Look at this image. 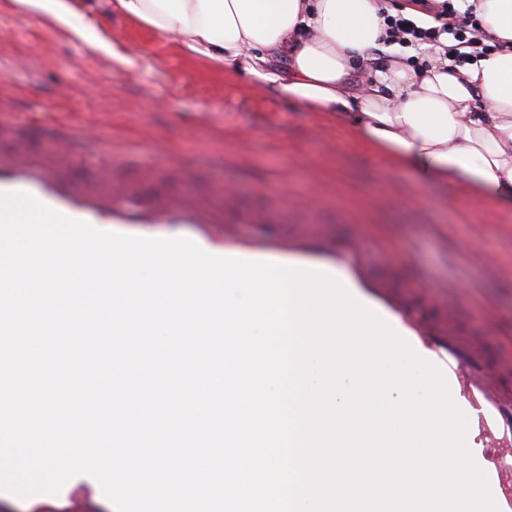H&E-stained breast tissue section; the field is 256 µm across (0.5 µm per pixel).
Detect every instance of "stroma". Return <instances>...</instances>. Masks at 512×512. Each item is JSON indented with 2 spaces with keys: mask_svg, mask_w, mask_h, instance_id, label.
<instances>
[{
  "mask_svg": "<svg viewBox=\"0 0 512 512\" xmlns=\"http://www.w3.org/2000/svg\"><path fill=\"white\" fill-rule=\"evenodd\" d=\"M85 26L115 55L74 35ZM0 103L22 123L55 119L102 141L150 145L152 159L172 165L167 182L149 186L152 194L178 188L192 158L212 156L221 164L208 182L237 185L242 206L314 198L299 223L306 231L327 224L338 241L362 242L379 275L453 285L466 331L476 335L494 323V342L512 347V215L464 202L454 188L387 172L336 119L213 70L135 23L87 14L57 24L0 0ZM299 224H241L237 232L248 239ZM386 244L411 248L407 270L382 261ZM0 512L113 509L98 482L79 475L55 496L22 499L0 490Z\"/></svg>",
  "mask_w": 512,
  "mask_h": 512,
  "instance_id": "35a3bbf8",
  "label": "stroma"
}]
</instances>
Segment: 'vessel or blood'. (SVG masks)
Listing matches in <instances>:
<instances>
[{"mask_svg": "<svg viewBox=\"0 0 512 512\" xmlns=\"http://www.w3.org/2000/svg\"><path fill=\"white\" fill-rule=\"evenodd\" d=\"M0 131L14 137L13 148L0 153V193L31 195L50 209L92 227L118 234L155 237L168 227L169 237L187 238L209 254L245 261L270 262L317 271L338 282L362 305L387 322L423 359L444 374L455 404L467 419L466 444L487 476L498 512H512V349L492 351L479 336L462 331V317L449 304L421 315L414 300L428 285L402 286L376 277L355 245L339 246L323 234L295 230L285 236L243 239L238 224H273L274 210H238L227 187H193L160 192L143 199L145 185L165 179L142 146L124 140L98 144L108 163L87 182L74 184L68 174L76 137L60 123L23 125L0 118ZM50 142V151L37 143Z\"/></svg>", "mask_w": 512, "mask_h": 512, "instance_id": "1", "label": "vessel or blood"}]
</instances>
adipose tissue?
I'll list each match as a JSON object with an SVG mask.
<instances>
[{
	"mask_svg": "<svg viewBox=\"0 0 512 512\" xmlns=\"http://www.w3.org/2000/svg\"><path fill=\"white\" fill-rule=\"evenodd\" d=\"M58 22L118 13L214 69L248 77L307 111L345 121L352 141L424 186L512 210V0H477L508 47L463 73L439 56L378 67L379 0H14Z\"/></svg>",
	"mask_w": 512,
	"mask_h": 512,
	"instance_id": "1",
	"label": "adipose tissue"
}]
</instances>
